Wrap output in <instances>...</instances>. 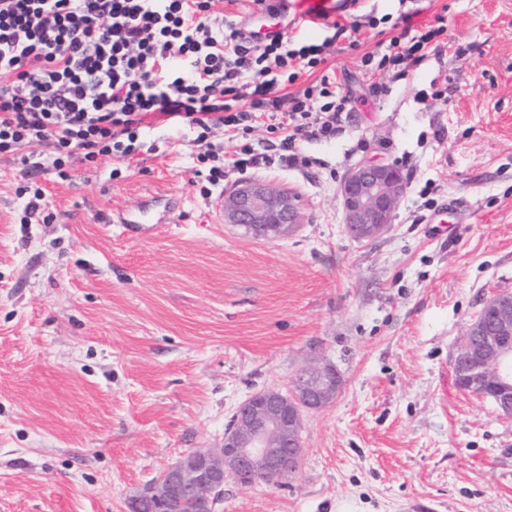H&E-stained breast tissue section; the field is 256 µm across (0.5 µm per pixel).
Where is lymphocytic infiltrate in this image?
<instances>
[{"instance_id": "obj_1", "label": "lymphocytic infiltrate", "mask_w": 512, "mask_h": 512, "mask_svg": "<svg viewBox=\"0 0 512 512\" xmlns=\"http://www.w3.org/2000/svg\"><path fill=\"white\" fill-rule=\"evenodd\" d=\"M214 0H0V153L31 148V168L67 178L72 158L133 159L153 120L205 141L256 128L278 141L279 162H305L298 141L330 137L349 102L326 72L332 37L250 41L239 22H209ZM438 29L403 31L366 71L414 65ZM312 80L291 92L303 75ZM208 184L269 165L248 143L199 155Z\"/></svg>"}]
</instances>
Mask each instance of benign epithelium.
I'll use <instances>...</instances> for the list:
<instances>
[{
	"label": "benign epithelium",
	"mask_w": 512,
	"mask_h": 512,
	"mask_svg": "<svg viewBox=\"0 0 512 512\" xmlns=\"http://www.w3.org/2000/svg\"><path fill=\"white\" fill-rule=\"evenodd\" d=\"M405 188L402 172L394 164L369 160L356 165L340 187L345 232L358 241L385 233ZM299 209L294 190L253 180L238 185L224 200V222L242 227L254 238L273 241L296 227ZM464 335L468 347L458 365L462 390L512 417V296L506 299L499 294L485 301ZM341 384L334 366L311 359L296 378L291 395L266 390L245 400L219 445L182 455L129 501V509L145 503L162 508L189 497L208 512L214 493L224 489L227 478L250 488L267 477L294 473L287 465L302 455L303 412L332 404Z\"/></svg>",
	"instance_id": "obj_1"
}]
</instances>
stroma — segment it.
I'll return each instance as SVG.
<instances>
[{
    "mask_svg": "<svg viewBox=\"0 0 512 512\" xmlns=\"http://www.w3.org/2000/svg\"><path fill=\"white\" fill-rule=\"evenodd\" d=\"M310 11L380 24L331 49L351 99L335 136L300 142L306 166L252 176L301 197L283 239L224 223L200 193L205 144L163 127L153 150L74 160L65 181L0 154V512H129L315 355L343 385L304 413L296 475L225 481L214 512H512V418L453 368L466 323L512 292V0H292L290 34H321ZM405 20L443 23L437 49L406 77L365 75ZM366 159L406 189L389 230L360 242L338 196ZM454 198L459 223H430Z\"/></svg>",
    "mask_w": 512,
    "mask_h": 512,
    "instance_id": "1",
    "label": "stroma"
}]
</instances>
